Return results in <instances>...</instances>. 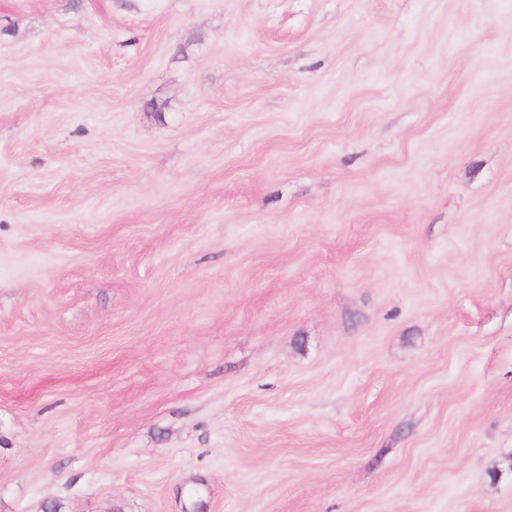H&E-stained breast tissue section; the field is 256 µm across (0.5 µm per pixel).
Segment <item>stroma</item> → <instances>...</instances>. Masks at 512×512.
I'll list each match as a JSON object with an SVG mask.
<instances>
[{"label":"stroma","mask_w":512,"mask_h":512,"mask_svg":"<svg viewBox=\"0 0 512 512\" xmlns=\"http://www.w3.org/2000/svg\"><path fill=\"white\" fill-rule=\"evenodd\" d=\"M512 512V0H0V512Z\"/></svg>","instance_id":"35a3bbf8"}]
</instances>
